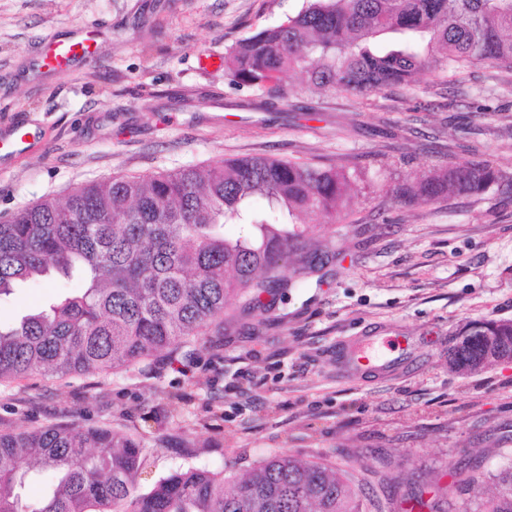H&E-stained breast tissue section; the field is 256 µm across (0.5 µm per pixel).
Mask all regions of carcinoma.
Wrapping results in <instances>:
<instances>
[{"label": "carcinoma", "mask_w": 512, "mask_h": 512, "mask_svg": "<svg viewBox=\"0 0 512 512\" xmlns=\"http://www.w3.org/2000/svg\"><path fill=\"white\" fill-rule=\"evenodd\" d=\"M475 64L512 68V0H306L277 25L246 37L224 58L232 84L288 98L283 77L299 71L313 90L368 95L410 84L424 70ZM359 174L343 165L245 156L213 164L118 176L64 200L43 198L0 220V305L22 283L78 280L44 306L0 323V381L118 373L171 346L199 341L224 323L233 297L270 313L276 296L329 257L309 249L308 219L336 221ZM512 174L489 163L441 169L395 188L400 199L438 203ZM248 224L250 235L226 234ZM298 257L295 279L282 276ZM476 321L448 347L466 374L482 351ZM142 441L108 427L47 425L0 432V512H363L334 469L277 456L224 489V473L174 471L136 492ZM47 476L34 506L26 484ZM497 491L463 512H512V464Z\"/></svg>", "instance_id": "1"}]
</instances>
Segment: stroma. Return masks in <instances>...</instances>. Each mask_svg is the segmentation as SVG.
I'll list each match as a JSON object with an SVG mask.
<instances>
[{
  "label": "stroma",
  "mask_w": 512,
  "mask_h": 512,
  "mask_svg": "<svg viewBox=\"0 0 512 512\" xmlns=\"http://www.w3.org/2000/svg\"><path fill=\"white\" fill-rule=\"evenodd\" d=\"M302 0H0V135L24 125V154H0V216L115 176H150L240 156L344 164L362 172L345 222L315 238L332 257L309 287L277 297L260 327L234 323L175 343L127 373L0 383V430L109 426L141 439L145 492L188 468L236 482L291 455L336 466L368 512H396L424 485L437 512H460L453 473L492 492L512 462V363L476 374L450 367L448 346L478 320H512V194L492 186L436 204L388 190L432 168L489 160L512 172V69L417 74L359 97L287 100L236 86L222 60L237 41L295 14ZM97 34L89 64L45 71L52 37ZM55 278L18 288L0 322L39 306ZM409 337L395 378L344 375L349 336Z\"/></svg>",
  "instance_id": "35a3bbf8"
}]
</instances>
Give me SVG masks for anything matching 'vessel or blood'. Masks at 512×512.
<instances>
[{"label": "vessel or blood", "instance_id": "1", "mask_svg": "<svg viewBox=\"0 0 512 512\" xmlns=\"http://www.w3.org/2000/svg\"><path fill=\"white\" fill-rule=\"evenodd\" d=\"M91 36L50 39L41 62L53 70L70 69L88 61L93 54ZM410 352L396 336H356L341 350L340 367L348 375L397 376L403 373Z\"/></svg>", "mask_w": 512, "mask_h": 512}]
</instances>
